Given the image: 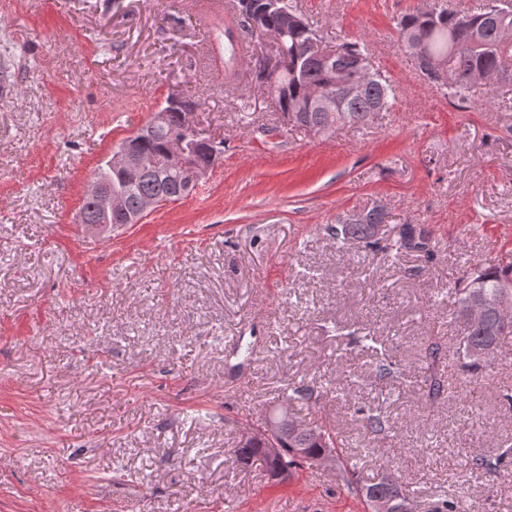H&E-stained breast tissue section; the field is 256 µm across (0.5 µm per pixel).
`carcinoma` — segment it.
<instances>
[{
  "instance_id": "obj_1",
  "label": "carcinoma",
  "mask_w": 512,
  "mask_h": 512,
  "mask_svg": "<svg viewBox=\"0 0 512 512\" xmlns=\"http://www.w3.org/2000/svg\"><path fill=\"white\" fill-rule=\"evenodd\" d=\"M266 0H237V12L240 21L239 30L260 37L275 32L282 27L280 16L264 10ZM506 27L512 31V0H485L477 11L439 10L435 7L412 11L403 15L397 23L398 36L413 55L427 56L432 60L448 63V76L440 79L435 71H427L417 66L420 73L433 86L446 91V95L459 102H466L483 93L485 86L471 81V75L482 72L492 78L506 74L512 78V45L501 42L499 29ZM237 30V31H239ZM237 31L231 25L215 28L216 38L227 42L234 41ZM322 40L313 23L303 14L288 17V33L282 43L276 45V65L268 70H259L257 79L266 84L270 94L277 100L283 113L299 112L304 119L299 125L312 126L329 134L336 126H361L370 121V115L376 112H388L394 104V86L380 72L373 73L366 80L365 89L360 97L344 104V117L336 119L326 112L303 109L309 91L318 85L334 84L340 79L361 80L363 74L358 61L367 57L365 44L357 41L338 44L334 66L330 69L308 62V53L312 40ZM178 100L171 96L166 99L162 110L170 113L169 123L163 126H144L130 138L136 148L158 160V167L141 181L126 185L117 176H112V188L122 191L127 203V212H138L139 203L145 196L163 200L173 196L179 189V182L165 165V148L169 138L180 133V110L170 107ZM384 223V214L373 211L365 214L362 220L351 224H338L326 228L327 234L338 244L357 242L369 250L381 252L394 250H426L422 231L407 226L399 237L391 243H381L378 237L379 226ZM481 287L487 295L499 298L512 297V262L506 264L479 265L462 277L460 288L456 289L455 307L450 311L451 320L458 326L457 351L462 360L461 367L478 381L483 378L487 368L499 349L501 340L512 336V313L504 316L497 304H490L476 324L465 323L466 301L473 286ZM423 384L426 388V400L434 405L454 393L452 383L443 379L446 361L442 345L431 341L424 352ZM375 379L388 383L401 378L403 368L390 354L383 352L373 365ZM329 389L316 382L300 381L287 384L282 398L286 404L306 402L317 404ZM361 415L365 446L372 447L394 437L395 429L389 415L377 406H364L357 410ZM267 419L277 430L276 445L279 453L274 460L276 466L295 468L304 462H313L326 448L336 447V429L324 423H317L313 429L317 436L311 437L293 429V416L279 405L269 410ZM266 439L260 435L249 436L235 449L236 461L247 464L257 458L266 461L264 448ZM504 455L495 459L475 455L470 460L472 471H490L500 467ZM366 502L384 501L390 504L393 512L409 502L404 489L395 481L383 478L363 488H355ZM431 512H476V506L459 497L440 495L432 503Z\"/></svg>"
}]
</instances>
